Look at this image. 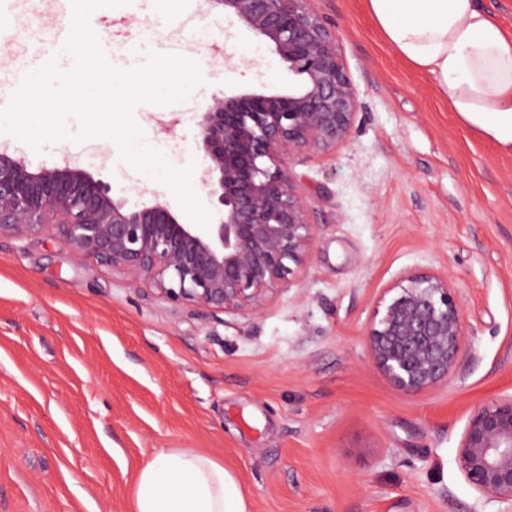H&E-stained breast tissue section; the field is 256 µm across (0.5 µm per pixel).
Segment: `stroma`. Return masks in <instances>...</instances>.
<instances>
[{
	"label": "stroma",
	"instance_id": "35a3bbf8",
	"mask_svg": "<svg viewBox=\"0 0 512 512\" xmlns=\"http://www.w3.org/2000/svg\"><path fill=\"white\" fill-rule=\"evenodd\" d=\"M335 30L359 106L345 142L307 149L290 171L317 224L308 263L260 314L174 305L48 231L0 239V512H131L142 462L191 449L232 470L252 512H512L465 478L471 411L512 395V153L464 126L435 81L402 62L364 0H315ZM41 0L0 72L35 62L51 34ZM117 48L178 54L204 78L186 101L134 118L177 167L195 162L197 114L213 97L296 76L211 0L99 8ZM232 67H225V59ZM68 159L110 183L172 201L106 138L62 140L33 167ZM447 276L475 352L444 386L406 395L363 338L411 272Z\"/></svg>",
	"mask_w": 512,
	"mask_h": 512
}]
</instances>
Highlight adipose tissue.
Returning <instances> with one entry per match:
<instances>
[{
    "label": "adipose tissue",
    "instance_id": "adipose-tissue-1",
    "mask_svg": "<svg viewBox=\"0 0 512 512\" xmlns=\"http://www.w3.org/2000/svg\"><path fill=\"white\" fill-rule=\"evenodd\" d=\"M393 51L431 76L468 128L512 151V37L480 0H366ZM132 512H250L223 464L188 449H162L140 468Z\"/></svg>",
    "mask_w": 512,
    "mask_h": 512
}]
</instances>
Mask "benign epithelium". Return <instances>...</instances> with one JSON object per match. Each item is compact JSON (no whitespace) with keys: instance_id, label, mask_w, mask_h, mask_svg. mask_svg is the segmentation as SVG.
<instances>
[{"instance_id":"benign-epithelium-1","label":"benign epithelium","mask_w":512,"mask_h":512,"mask_svg":"<svg viewBox=\"0 0 512 512\" xmlns=\"http://www.w3.org/2000/svg\"><path fill=\"white\" fill-rule=\"evenodd\" d=\"M273 46L300 77L286 92L215 97L197 126L207 159L202 184L217 203L204 230L183 224L153 199L135 207L111 185L66 160L33 168L0 149V238L53 229L75 257L94 256L134 282L149 281L173 304L256 314L288 287L290 264L303 265L316 227L289 170L306 149L346 140L358 109L336 31L315 0H212ZM401 292L376 310L364 337L369 358L402 392L442 386L475 357L463 343L461 304L448 278L411 272ZM459 463L482 495L512 502V396L476 408Z\"/></svg>"}]
</instances>
